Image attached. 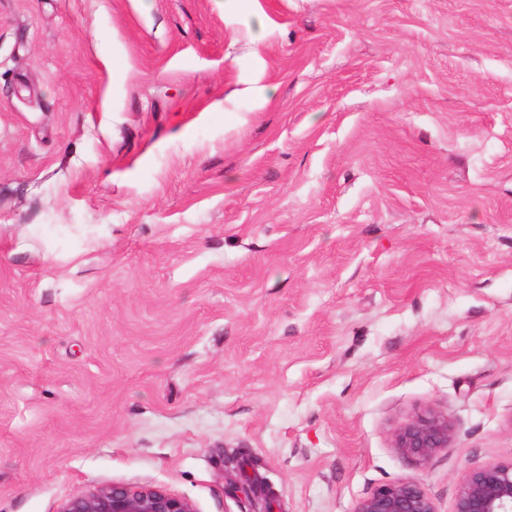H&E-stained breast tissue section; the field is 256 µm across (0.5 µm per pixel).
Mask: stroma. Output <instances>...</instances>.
Segmentation results:
<instances>
[{"label":"stroma","instance_id":"obj_1","mask_svg":"<svg viewBox=\"0 0 512 512\" xmlns=\"http://www.w3.org/2000/svg\"><path fill=\"white\" fill-rule=\"evenodd\" d=\"M236 453L273 512L512 460V0H0V512H264ZM455 437V426L448 413L429 408L410 416L395 429L391 447L397 454L423 464L448 448ZM59 512H197L185 496L159 486L99 487L66 501Z\"/></svg>","mask_w":512,"mask_h":512}]
</instances>
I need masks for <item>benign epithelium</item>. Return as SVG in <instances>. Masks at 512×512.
Listing matches in <instances>:
<instances>
[{
  "instance_id": "obj_1",
  "label": "benign epithelium",
  "mask_w": 512,
  "mask_h": 512,
  "mask_svg": "<svg viewBox=\"0 0 512 512\" xmlns=\"http://www.w3.org/2000/svg\"><path fill=\"white\" fill-rule=\"evenodd\" d=\"M456 430L448 414L429 408L402 422L391 448L420 464L451 445ZM60 512H196L193 502L159 486L99 487L66 501ZM353 512H437L434 500L412 478L388 482L357 501ZM453 512H512V461L466 469Z\"/></svg>"
}]
</instances>
